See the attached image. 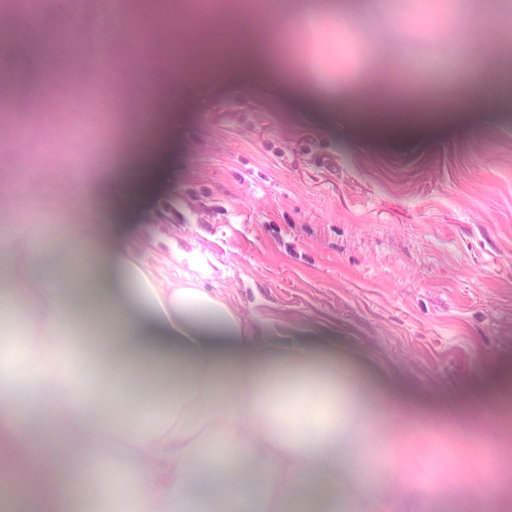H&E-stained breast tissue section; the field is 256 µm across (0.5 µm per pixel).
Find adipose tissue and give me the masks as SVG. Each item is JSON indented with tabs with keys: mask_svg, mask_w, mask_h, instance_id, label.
Here are the masks:
<instances>
[{
	"mask_svg": "<svg viewBox=\"0 0 512 512\" xmlns=\"http://www.w3.org/2000/svg\"><path fill=\"white\" fill-rule=\"evenodd\" d=\"M19 338L43 365L26 391L0 385V453L19 475L40 465V512H75L56 491L90 466L113 512H239L243 485L252 512H339L394 402L336 356L259 348L223 293L159 287L106 225L0 247V347ZM47 430L61 451L40 464Z\"/></svg>",
	"mask_w": 512,
	"mask_h": 512,
	"instance_id": "1",
	"label": "adipose tissue"
}]
</instances>
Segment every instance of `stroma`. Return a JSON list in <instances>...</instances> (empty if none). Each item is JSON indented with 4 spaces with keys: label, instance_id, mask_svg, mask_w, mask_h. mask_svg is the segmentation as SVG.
I'll return each mask as SVG.
<instances>
[{
    "label": "stroma",
    "instance_id": "stroma-1",
    "mask_svg": "<svg viewBox=\"0 0 512 512\" xmlns=\"http://www.w3.org/2000/svg\"><path fill=\"white\" fill-rule=\"evenodd\" d=\"M43 34L75 28L80 56L43 60L35 42L5 41L8 67L43 89L35 106L8 110L23 135L0 147V173L20 191L8 213L16 232L51 242L53 222L108 224L114 239L163 286L190 282L223 292L244 324L281 344L328 350L363 366L404 397V410L376 424L374 445L395 448L374 492L393 512H444L454 499L476 512H512V416L493 405L499 378L512 374V103L475 102L457 124L435 116L368 127L330 111L284 82L318 56L321 80L343 82L338 46L362 36L360 72L420 107V91L464 80L492 58L469 42H499L512 16L463 35L471 0H442L424 17L441 38L406 25L409 0H372L367 23L322 17L305 27L290 0H252L234 16L231 0H167L186 18L193 45L242 22L266 34L278 69L234 78L216 70L183 86L189 53L146 28L122 41L106 20L112 0H38ZM162 48L153 94L137 86L143 43ZM122 66L87 96L66 89L76 68ZM169 118L154 173L128 169L142 186L130 203L102 212L75 209L70 157L96 172L114 135L147 128L158 108ZM53 114L49 139L36 110ZM495 437L474 445L469 428Z\"/></svg>",
    "mask_w": 512,
    "mask_h": 512
}]
</instances>
